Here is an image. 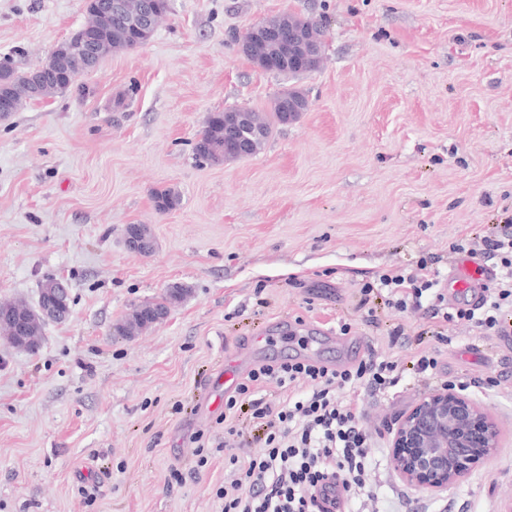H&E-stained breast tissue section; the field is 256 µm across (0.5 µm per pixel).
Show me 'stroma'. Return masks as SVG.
I'll list each match as a JSON object with an SVG mask.
<instances>
[{
	"label": "stroma",
	"mask_w": 512,
	"mask_h": 512,
	"mask_svg": "<svg viewBox=\"0 0 512 512\" xmlns=\"http://www.w3.org/2000/svg\"><path fill=\"white\" fill-rule=\"evenodd\" d=\"M288 12L324 28L323 63L288 77L236 40ZM84 0H0V58L38 66L86 21ZM309 98L255 156L202 163L210 113ZM179 198L168 212L153 195ZM512 219V0H171L141 48L104 58L67 93L0 118V301L34 303L65 279L71 313L38 350L0 335V512H222L230 458L259 450L224 433L222 379L295 355L281 319L337 330L407 358L426 311L357 309L365 282L426 263L445 277L452 242ZM149 225L147 256L124 243ZM188 290L128 337L139 304ZM405 343L388 337L396 325ZM432 378L366 397L369 483L379 512H504L512 504V335L449 326ZM494 378L473 399L501 429L497 454L432 494L403 482L391 429L458 377Z\"/></svg>",
	"instance_id": "1"
}]
</instances>
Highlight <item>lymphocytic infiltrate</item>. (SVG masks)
Listing matches in <instances>:
<instances>
[{
    "label": "lymphocytic infiltrate",
    "instance_id": "1",
    "mask_svg": "<svg viewBox=\"0 0 512 512\" xmlns=\"http://www.w3.org/2000/svg\"><path fill=\"white\" fill-rule=\"evenodd\" d=\"M450 250L499 260L501 275L487 286L481 306L449 305L440 280L397 271L362 284L358 306L366 310L367 323L376 321L368 305L380 298L402 313L425 308L447 323L512 334V230L455 242ZM403 373L401 361L372 354L336 367L291 360L252 370L225 401L224 413L248 408L263 430V449L235 467L220 491L224 512H317L316 492L331 478L340 481L347 499L371 497L373 440L360 424V404L366 394L397 387ZM300 379L309 384L303 397L270 401L258 395L262 383L286 389Z\"/></svg>",
    "mask_w": 512,
    "mask_h": 512
}]
</instances>
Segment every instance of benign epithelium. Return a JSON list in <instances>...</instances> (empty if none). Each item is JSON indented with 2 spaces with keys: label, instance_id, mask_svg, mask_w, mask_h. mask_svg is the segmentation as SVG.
Segmentation results:
<instances>
[{
  "label": "benign epithelium",
  "instance_id": "obj_1",
  "mask_svg": "<svg viewBox=\"0 0 512 512\" xmlns=\"http://www.w3.org/2000/svg\"><path fill=\"white\" fill-rule=\"evenodd\" d=\"M86 11L98 12L116 24L123 22L116 0H86ZM247 33L250 38L239 40V51L259 68L277 73H310L315 69L321 43L309 41L306 27L290 21L288 14H279L272 22L264 18ZM254 41L290 42L298 51L287 56H255L251 51ZM308 106L303 95H288L289 118L300 117ZM235 115L234 109L224 111V152L241 160L249 157L250 144L260 132L236 122ZM125 243L140 255L154 250L152 239L138 224L126 225ZM68 298L69 289L62 282L46 291L39 307L42 317L54 318ZM500 441L501 430L487 409L455 389L441 387L426 394L397 420L391 433L392 465L405 483L437 494L459 485L492 458Z\"/></svg>",
  "mask_w": 512,
  "mask_h": 512
}]
</instances>
